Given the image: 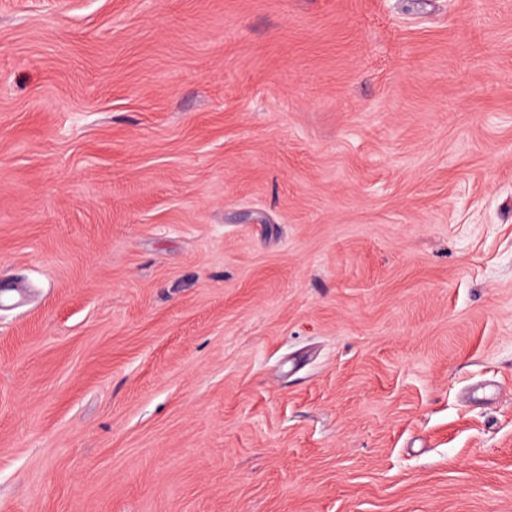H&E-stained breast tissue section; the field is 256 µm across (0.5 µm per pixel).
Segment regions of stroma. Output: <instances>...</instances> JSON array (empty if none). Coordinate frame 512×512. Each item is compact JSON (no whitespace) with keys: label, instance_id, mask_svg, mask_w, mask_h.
Listing matches in <instances>:
<instances>
[{"label":"stroma","instance_id":"obj_1","mask_svg":"<svg viewBox=\"0 0 512 512\" xmlns=\"http://www.w3.org/2000/svg\"><path fill=\"white\" fill-rule=\"evenodd\" d=\"M0 512H512V0H0Z\"/></svg>","mask_w":512,"mask_h":512}]
</instances>
